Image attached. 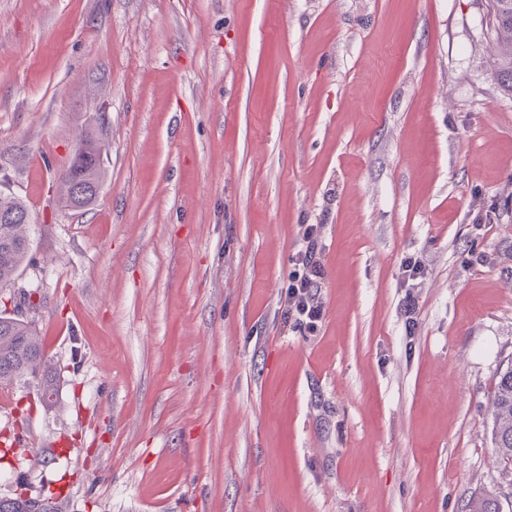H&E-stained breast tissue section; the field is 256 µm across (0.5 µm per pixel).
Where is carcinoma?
I'll list each match as a JSON object with an SVG mask.
<instances>
[{
    "instance_id": "cac0c4a2",
    "label": "carcinoma",
    "mask_w": 512,
    "mask_h": 512,
    "mask_svg": "<svg viewBox=\"0 0 512 512\" xmlns=\"http://www.w3.org/2000/svg\"><path fill=\"white\" fill-rule=\"evenodd\" d=\"M487 26L493 32L490 51L495 75L512 92V0H489ZM84 158L86 175L102 179L101 145L93 131L83 133L76 143ZM19 216L17 221L0 219V287L14 283L27 262L32 240L28 224L20 220L28 212L21 199L0 195V212ZM45 357L43 345L29 322L0 311V387L33 375L30 363ZM493 440L499 461L512 465V364L501 370L493 401ZM0 512H62L57 498L38 507L15 496L0 498ZM470 512H502L498 498L480 496Z\"/></svg>"
}]
</instances>
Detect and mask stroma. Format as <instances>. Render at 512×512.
Here are the masks:
<instances>
[{
    "instance_id": "1",
    "label": "stroma",
    "mask_w": 512,
    "mask_h": 512,
    "mask_svg": "<svg viewBox=\"0 0 512 512\" xmlns=\"http://www.w3.org/2000/svg\"><path fill=\"white\" fill-rule=\"evenodd\" d=\"M488 0H0V190L57 385L0 388V497L63 512H469L512 497V93ZM106 112L96 126L97 112ZM98 127L103 185L60 174ZM482 215L491 232L473 226ZM325 315L283 328L297 227ZM485 253V265L465 261ZM420 258L406 339L400 264ZM492 434L497 458L505 466L512 465V363L498 376Z\"/></svg>"
}]
</instances>
